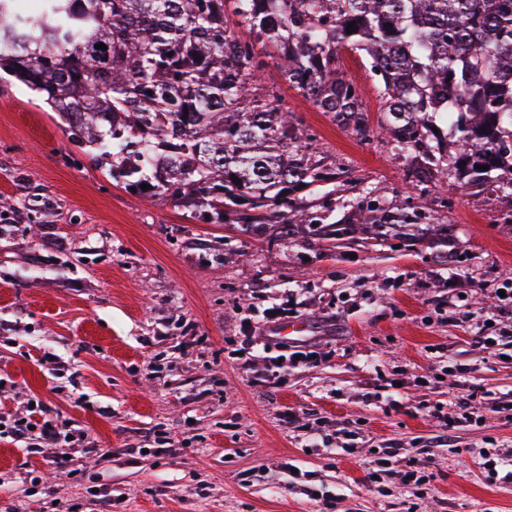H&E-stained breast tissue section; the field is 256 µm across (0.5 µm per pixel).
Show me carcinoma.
<instances>
[{
    "instance_id": "carcinoma-1",
    "label": "carcinoma",
    "mask_w": 512,
    "mask_h": 512,
    "mask_svg": "<svg viewBox=\"0 0 512 512\" xmlns=\"http://www.w3.org/2000/svg\"><path fill=\"white\" fill-rule=\"evenodd\" d=\"M343 50L366 56L394 149L423 158L419 182L448 171L429 116L453 131L467 177L512 197L495 175L512 172V0H46L34 18L0 0V70L43 94L101 171L252 232L275 216L286 236L326 238L291 195L330 169L299 156L279 88L261 83L270 60L315 110L365 133Z\"/></svg>"
}]
</instances>
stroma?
<instances>
[{
	"label": "stroma",
	"mask_w": 512,
	"mask_h": 512,
	"mask_svg": "<svg viewBox=\"0 0 512 512\" xmlns=\"http://www.w3.org/2000/svg\"><path fill=\"white\" fill-rule=\"evenodd\" d=\"M339 70L376 126L365 56L342 51ZM282 94L308 158L336 174L307 195L325 223H351L373 195L385 209L370 222L415 210L418 225L331 246L196 222L122 190L43 98L0 79V408L40 398L113 451L62 469V449L29 455L0 438V512H315L316 493L333 512H512V481L478 464L512 450V412L491 408L512 401V343L486 347L481 330L486 313L512 327L498 298L512 289V200L452 169L421 193L418 158ZM440 224L447 238L433 236ZM274 304L310 329L260 325L266 345L244 370L242 319ZM303 342L330 359L273 385L266 364ZM59 360L77 378L54 376ZM462 398L470 421L438 445V412ZM167 442L173 454L157 455ZM410 459L424 482L404 480Z\"/></svg>",
	"instance_id": "35a3bbf8"
}]
</instances>
